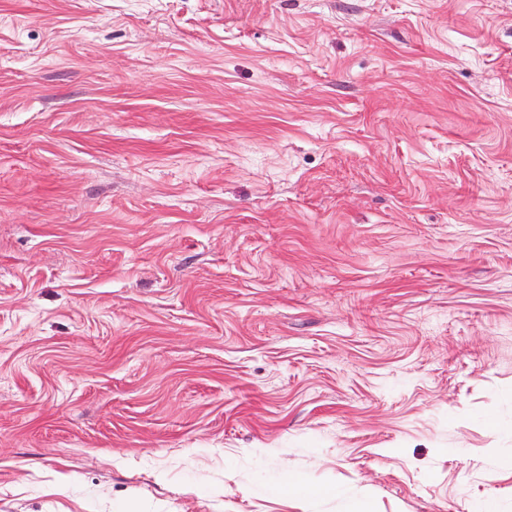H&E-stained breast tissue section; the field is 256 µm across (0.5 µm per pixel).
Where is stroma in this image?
I'll use <instances>...</instances> for the list:
<instances>
[{"label":"stroma","mask_w":512,"mask_h":512,"mask_svg":"<svg viewBox=\"0 0 512 512\" xmlns=\"http://www.w3.org/2000/svg\"><path fill=\"white\" fill-rule=\"evenodd\" d=\"M0 512H512V0H0Z\"/></svg>","instance_id":"stroma-1"}]
</instances>
